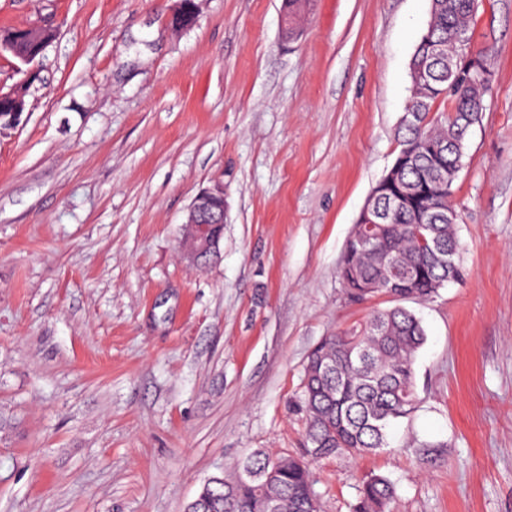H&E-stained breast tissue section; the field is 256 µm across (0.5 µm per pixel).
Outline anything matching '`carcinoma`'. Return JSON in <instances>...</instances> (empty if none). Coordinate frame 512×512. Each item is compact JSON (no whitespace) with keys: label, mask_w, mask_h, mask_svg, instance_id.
<instances>
[{"label":"carcinoma","mask_w":512,"mask_h":512,"mask_svg":"<svg viewBox=\"0 0 512 512\" xmlns=\"http://www.w3.org/2000/svg\"><path fill=\"white\" fill-rule=\"evenodd\" d=\"M478 8L479 0L431 4L430 36H421L409 71L418 68L433 44H440L442 54L434 58L431 79L411 81L408 107L419 118L398 129L399 148L408 149L399 190L408 194L417 185L424 202L406 203L385 223V245L396 257L393 269H382L363 253L355 257L363 278L379 287L353 294V299L396 294L400 301L426 300L463 275L457 225L448 223L454 194L448 183L455 182L448 148L465 151V129L481 119L474 108L491 90V79L455 80L448 73V56L457 51L460 40L471 41L470 24ZM423 235L448 251L449 264L437 262L435 252L421 244ZM425 342L421 319L403 306L376 311L358 327L324 337L312 354L332 355V369L303 370L305 456H250L241 470L255 478L211 488L213 512H267L270 493L278 498L282 512H320L310 462L363 457L389 447L392 426L416 407L415 360ZM393 496L394 487L386 477L366 475L360 479L353 512H388Z\"/></svg>","instance_id":"carcinoma-1"}]
</instances>
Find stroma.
Masks as SVG:
<instances>
[{"instance_id": "1", "label": "stroma", "mask_w": 512, "mask_h": 512, "mask_svg": "<svg viewBox=\"0 0 512 512\" xmlns=\"http://www.w3.org/2000/svg\"><path fill=\"white\" fill-rule=\"evenodd\" d=\"M430 0H0L48 25L0 130V512H184L251 453L300 455L303 367L390 307L337 269L393 165ZM492 89L454 185L462 280L408 301L427 342L389 448L313 463L321 512H512V0H481ZM224 186L221 255L179 245ZM194 0H176V8L171 16V26L184 29L192 26L197 16V6ZM353 512H388L394 496L392 483L384 476L370 474L362 477Z\"/></svg>"}]
</instances>
